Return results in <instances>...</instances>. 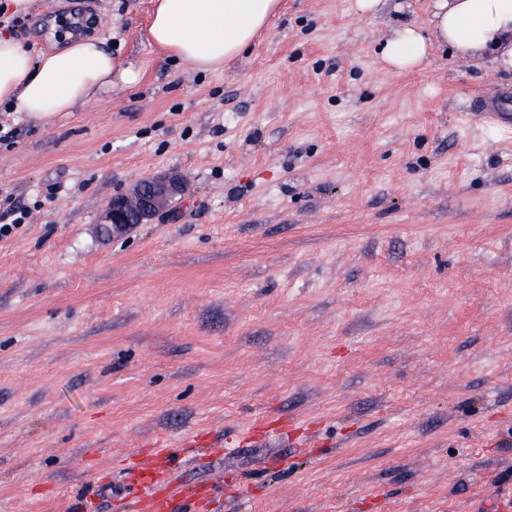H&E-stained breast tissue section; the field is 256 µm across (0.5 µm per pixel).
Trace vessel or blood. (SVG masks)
I'll list each match as a JSON object with an SVG mask.
<instances>
[{
	"instance_id": "1",
	"label": "vessel or blood",
	"mask_w": 512,
	"mask_h": 512,
	"mask_svg": "<svg viewBox=\"0 0 512 512\" xmlns=\"http://www.w3.org/2000/svg\"><path fill=\"white\" fill-rule=\"evenodd\" d=\"M165 453L141 459L132 487L137 492L141 512H175L177 506L196 508V496L188 495L184 484L167 478Z\"/></svg>"
}]
</instances>
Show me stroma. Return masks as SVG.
<instances>
[{
  "label": "stroma",
  "instance_id": "obj_1",
  "mask_svg": "<svg viewBox=\"0 0 512 512\" xmlns=\"http://www.w3.org/2000/svg\"><path fill=\"white\" fill-rule=\"evenodd\" d=\"M431 0H283L218 73L164 58L151 0H35L143 63L53 121L0 111V512H139L115 494L169 446L205 512H502L512 504V77L430 47ZM187 184L104 237L112 197ZM221 443L223 454L210 453ZM429 43L430 38H426L415 25H401L385 42L382 57L395 71L416 68L426 59ZM11 200L12 197L8 196L6 201L9 202V206L3 212L0 211V239L8 238L13 231L24 224L25 220L31 215V212L27 210L25 206L10 202ZM13 216L16 217L13 218L11 222H2V220L9 219Z\"/></svg>",
  "mask_w": 512,
  "mask_h": 512
}]
</instances>
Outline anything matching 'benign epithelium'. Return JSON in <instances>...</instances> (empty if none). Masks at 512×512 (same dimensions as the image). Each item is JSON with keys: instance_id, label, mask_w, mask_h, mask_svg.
Wrapping results in <instances>:
<instances>
[{"instance_id": "obj_1", "label": "benign epithelium", "mask_w": 512, "mask_h": 512, "mask_svg": "<svg viewBox=\"0 0 512 512\" xmlns=\"http://www.w3.org/2000/svg\"><path fill=\"white\" fill-rule=\"evenodd\" d=\"M183 190L181 179L176 175L152 177L127 194L112 197L103 216L109 225L107 235L120 233L130 224H148L164 210L170 198Z\"/></svg>"}]
</instances>
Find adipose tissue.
Listing matches in <instances>:
<instances>
[{
	"label": "adipose tissue",
	"instance_id": "1",
	"mask_svg": "<svg viewBox=\"0 0 512 512\" xmlns=\"http://www.w3.org/2000/svg\"><path fill=\"white\" fill-rule=\"evenodd\" d=\"M280 8L281 0H153L147 35L165 56L215 73L250 49ZM433 41L477 65L512 72V0H432L429 34L399 26L382 57L394 70L412 69ZM142 74L141 65L112 56L94 37L36 55L23 39L0 32V107L33 120H55L98 94L135 87Z\"/></svg>",
	"mask_w": 512,
	"mask_h": 512
}]
</instances>
